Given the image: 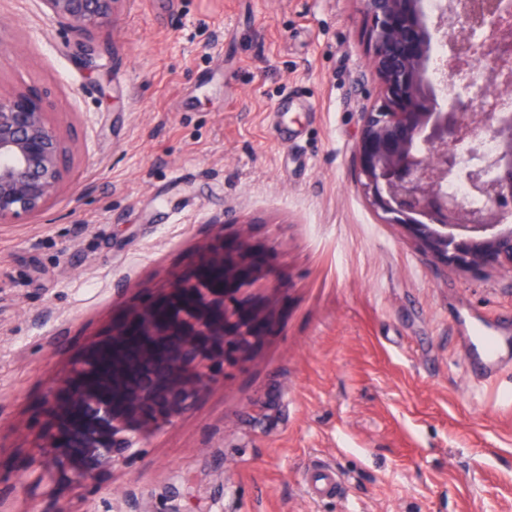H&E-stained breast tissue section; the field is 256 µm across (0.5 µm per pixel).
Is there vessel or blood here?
<instances>
[{
  "instance_id": "1",
  "label": "vessel or blood",
  "mask_w": 512,
  "mask_h": 512,
  "mask_svg": "<svg viewBox=\"0 0 512 512\" xmlns=\"http://www.w3.org/2000/svg\"><path fill=\"white\" fill-rule=\"evenodd\" d=\"M465 351L468 368L473 376L488 380L498 376L512 355V326L469 313L454 325ZM306 493L315 499L335 496L345 485L343 474L324 463L304 475Z\"/></svg>"
}]
</instances>
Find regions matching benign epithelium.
<instances>
[{
    "label": "benign epithelium",
    "mask_w": 512,
    "mask_h": 512,
    "mask_svg": "<svg viewBox=\"0 0 512 512\" xmlns=\"http://www.w3.org/2000/svg\"><path fill=\"white\" fill-rule=\"evenodd\" d=\"M78 34L112 25L120 0H40ZM370 22L369 68L379 104L363 113L356 168L371 206L402 227L418 248L462 271L512 270V109L485 85L457 84L469 62L490 57L488 75L512 89V0H454L453 21L430 22L422 0H361ZM448 56L441 69L454 89L439 100L427 78L435 37ZM498 143L488 163L463 171L456 156L478 159V130ZM68 148L33 87L0 90V223L42 212L61 186ZM464 176L488 207L467 211L441 190ZM262 280L280 290L284 277L270 249L251 244L249 226L221 233L168 288L128 310L93 343L44 397L49 424L44 463L77 480L110 473L130 448V433L148 432L190 407L230 365L276 330L270 300L249 288Z\"/></svg>",
    "instance_id": "7a95c632"
}]
</instances>
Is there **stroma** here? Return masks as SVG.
<instances>
[{"label":"stroma","mask_w":512,"mask_h":512,"mask_svg":"<svg viewBox=\"0 0 512 512\" xmlns=\"http://www.w3.org/2000/svg\"><path fill=\"white\" fill-rule=\"evenodd\" d=\"M369 51L360 0H123L87 35L0 0V87L38 88L69 148L47 208L0 224V512H128L122 487L155 512H512V369L475 381L451 330L512 315V272L440 265L369 205ZM243 224L288 276L276 331L110 473L41 476L54 380ZM318 462L343 496L306 494Z\"/></svg>","instance_id":"35a3bbf8"}]
</instances>
